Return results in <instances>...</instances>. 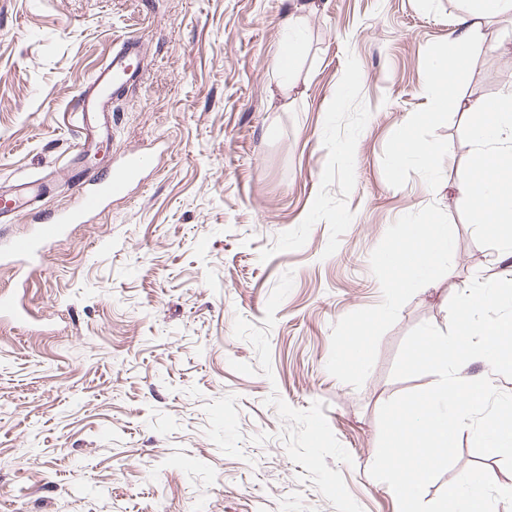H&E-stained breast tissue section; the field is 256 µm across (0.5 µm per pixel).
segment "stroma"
Masks as SVG:
<instances>
[{
  "instance_id": "stroma-1",
  "label": "stroma",
  "mask_w": 512,
  "mask_h": 512,
  "mask_svg": "<svg viewBox=\"0 0 512 512\" xmlns=\"http://www.w3.org/2000/svg\"><path fill=\"white\" fill-rule=\"evenodd\" d=\"M294 2L0 0V190L56 177L10 230L70 207L87 163L155 157L36 272L0 266L27 311L0 319V512H399L369 474L379 411L436 381L393 378L401 344L419 324L446 329L473 279L512 278L452 190L475 147L461 105L512 82L491 48L512 29L484 26L459 103L421 123L465 0H317L298 92L273 112ZM130 35L146 76L83 157L63 110ZM406 123L447 147L434 172L395 168ZM423 223L455 249L428 286L392 292L380 257ZM363 325L351 368L338 353ZM476 464L512 485L466 429L424 501Z\"/></svg>"
}]
</instances>
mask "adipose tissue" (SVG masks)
<instances>
[{
  "label": "adipose tissue",
  "mask_w": 512,
  "mask_h": 512,
  "mask_svg": "<svg viewBox=\"0 0 512 512\" xmlns=\"http://www.w3.org/2000/svg\"><path fill=\"white\" fill-rule=\"evenodd\" d=\"M504 19L512 24V0H471L470 6L451 24L452 51L441 58L431 72V88L436 105L428 120H438L449 101L457 97L458 82L467 71L471 47L487 21ZM301 11L289 13L284 22L288 38L273 67L282 79L281 93H288V81L297 74L305 58L304 24ZM471 134L480 144L493 143L494 153H477L457 184L468 201L472 220L490 239L504 244V257H512V86L494 99L470 102ZM452 242L435 224L411 225L401 249L385 260L386 272L394 287L424 282L436 257L447 254Z\"/></svg>",
  "instance_id": "obj_1"
}]
</instances>
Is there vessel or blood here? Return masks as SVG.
Here are the masks:
<instances>
[{"instance_id": "1", "label": "vessel or blood", "mask_w": 512, "mask_h": 512, "mask_svg": "<svg viewBox=\"0 0 512 512\" xmlns=\"http://www.w3.org/2000/svg\"><path fill=\"white\" fill-rule=\"evenodd\" d=\"M141 46L132 38L118 42L95 77L67 108L80 133L83 153L97 152L100 145L112 137V103L135 82L144 79L139 66ZM152 154L133 151L124 155L119 165L105 172H93L70 186L73 204L69 209L48 215L32 231L9 234L0 228V262L35 265L66 230L68 225L81 223L88 214L97 212L109 200L127 195L130 186L152 168ZM45 179L14 184L0 193V220L17 218L29 211L46 193Z\"/></svg>"}]
</instances>
